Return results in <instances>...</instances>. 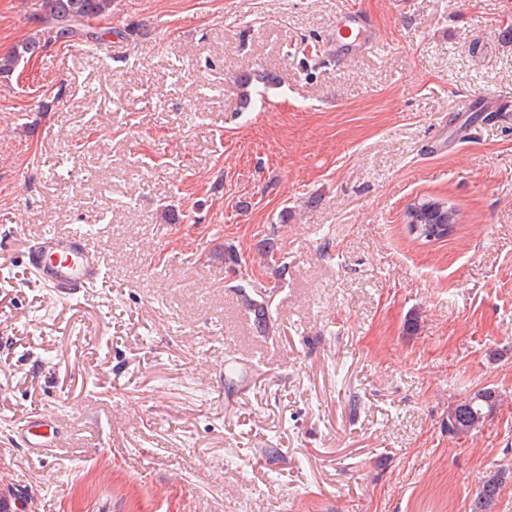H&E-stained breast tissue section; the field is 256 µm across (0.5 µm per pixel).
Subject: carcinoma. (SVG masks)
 <instances>
[{"mask_svg":"<svg viewBox=\"0 0 512 512\" xmlns=\"http://www.w3.org/2000/svg\"><path fill=\"white\" fill-rule=\"evenodd\" d=\"M114 0H35V20L40 25L32 35L16 44L12 51L0 56V77L13 72L23 59L39 54L51 41L64 37H84L101 42L112 30L100 31V23L112 16ZM448 223L446 210L434 208L427 212L425 223L418 225L413 235L416 240L441 239L435 226ZM239 295L243 308L253 317L256 333L274 336L278 332L277 317L273 315V291L254 284L251 289L242 286ZM503 402L502 395L493 388L484 387L457 400L448 408V434L468 436L482 429ZM512 481V465L499 464L480 478L470 512H492L503 495L507 483Z\"/></svg>","mask_w":512,"mask_h":512,"instance_id":"cac0c4a2","label":"carcinoma"}]
</instances>
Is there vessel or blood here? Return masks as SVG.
<instances>
[{
  "label": "vessel or blood",
  "instance_id": "b4317fda",
  "mask_svg": "<svg viewBox=\"0 0 512 512\" xmlns=\"http://www.w3.org/2000/svg\"><path fill=\"white\" fill-rule=\"evenodd\" d=\"M378 39L371 18L364 12L353 11L332 37L337 59L358 55L373 46ZM28 263L37 281L55 291H78L95 285L104 275L105 265L91 243L88 231L72 229L66 232L46 231L32 241ZM17 433L29 450L42 454L57 447L60 432L54 418L39 415L18 427Z\"/></svg>",
  "mask_w": 512,
  "mask_h": 512
}]
</instances>
